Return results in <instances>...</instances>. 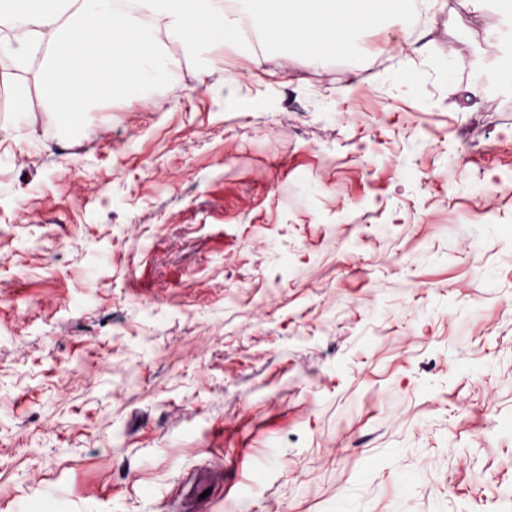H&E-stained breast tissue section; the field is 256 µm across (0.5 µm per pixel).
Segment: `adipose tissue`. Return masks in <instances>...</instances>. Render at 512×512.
I'll return each mask as SVG.
<instances>
[{"label":"adipose tissue","instance_id":"obj_1","mask_svg":"<svg viewBox=\"0 0 512 512\" xmlns=\"http://www.w3.org/2000/svg\"><path fill=\"white\" fill-rule=\"evenodd\" d=\"M408 0H0V44H16L43 103L79 123L88 106L152 80L166 43L184 53L238 42L249 18L268 41L315 55L343 54L380 13Z\"/></svg>","mask_w":512,"mask_h":512}]
</instances>
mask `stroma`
I'll return each instance as SVG.
<instances>
[{
  "instance_id": "stroma-1",
  "label": "stroma",
  "mask_w": 512,
  "mask_h": 512,
  "mask_svg": "<svg viewBox=\"0 0 512 512\" xmlns=\"http://www.w3.org/2000/svg\"><path fill=\"white\" fill-rule=\"evenodd\" d=\"M361 43L0 78V512H512V11Z\"/></svg>"
}]
</instances>
